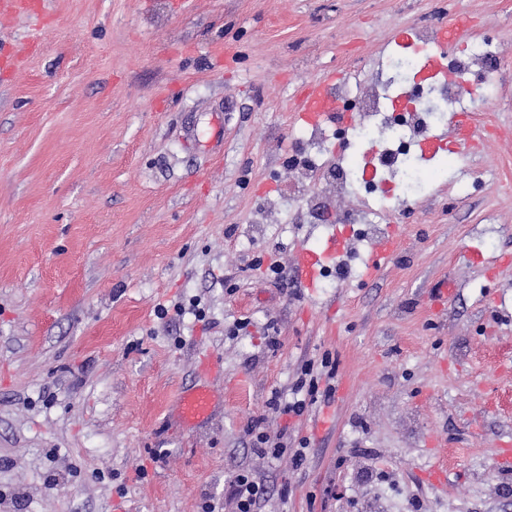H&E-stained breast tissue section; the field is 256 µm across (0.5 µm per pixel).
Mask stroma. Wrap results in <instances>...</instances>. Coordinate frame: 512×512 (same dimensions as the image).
Listing matches in <instances>:
<instances>
[{"instance_id": "35a3bbf8", "label": "stroma", "mask_w": 512, "mask_h": 512, "mask_svg": "<svg viewBox=\"0 0 512 512\" xmlns=\"http://www.w3.org/2000/svg\"><path fill=\"white\" fill-rule=\"evenodd\" d=\"M34 2L0 15V512H231L242 469L261 512H512V0ZM459 13L500 47L493 102L464 96L480 187L446 205L440 153L380 274L308 287L292 254L357 205L314 224L292 186L308 81ZM325 358L329 404L267 407ZM213 404L212 392L204 387L186 391L177 403L181 420L188 424L199 422L209 416ZM267 407L282 416H299L306 407V398H293V401L283 402L278 392H273L267 400ZM267 497V486L250 471H239L230 482L228 499L234 505V512H257Z\"/></svg>"}]
</instances>
